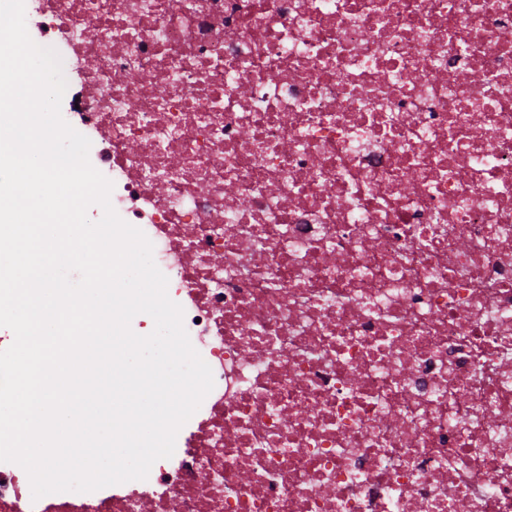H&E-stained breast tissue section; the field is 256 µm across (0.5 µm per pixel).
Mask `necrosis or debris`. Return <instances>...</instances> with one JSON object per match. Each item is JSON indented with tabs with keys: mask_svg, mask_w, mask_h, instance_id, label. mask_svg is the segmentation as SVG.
I'll list each match as a JSON object with an SVG mask.
<instances>
[{
	"mask_svg": "<svg viewBox=\"0 0 512 512\" xmlns=\"http://www.w3.org/2000/svg\"><path fill=\"white\" fill-rule=\"evenodd\" d=\"M214 388L147 479L0 512H512V0H36Z\"/></svg>",
	"mask_w": 512,
	"mask_h": 512,
	"instance_id": "4bbe7bcc",
	"label": "necrosis or debris"
}]
</instances>
